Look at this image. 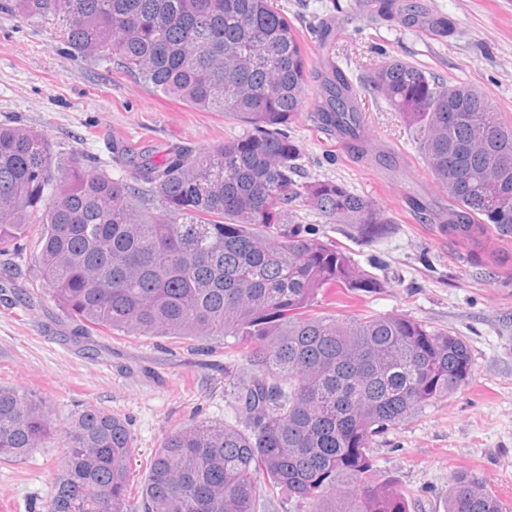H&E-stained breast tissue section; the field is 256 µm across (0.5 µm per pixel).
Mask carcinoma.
Listing matches in <instances>:
<instances>
[{"mask_svg": "<svg viewBox=\"0 0 512 512\" xmlns=\"http://www.w3.org/2000/svg\"><path fill=\"white\" fill-rule=\"evenodd\" d=\"M375 16L436 39L456 23L416 0H372ZM53 21L80 58L114 64L149 89L222 112L247 129L205 150H153L112 139L122 174L74 152L57 160L48 135L0 125V254L40 226L42 291L86 335L198 341L232 336L251 374L229 382L233 424L192 422L168 433L139 495L127 423L86 405L60 422L47 403L0 387V462L58 451L46 512H256L263 480L311 512H409L388 480L369 478L375 438L468 381L466 341L406 315L311 316L325 288L381 283L312 233L302 211L361 240L392 224L372 200L333 179H294L299 149L285 132L310 81L316 120L369 156L359 91L384 101L415 132L448 211L438 232L479 262L512 244V126L488 93L447 83L399 58L352 79L331 56L311 63L274 0H0V11ZM446 512H501L468 471Z\"/></svg>", "mask_w": 512, "mask_h": 512, "instance_id": "cac0c4a2", "label": "carcinoma"}]
</instances>
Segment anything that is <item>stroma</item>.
Masks as SVG:
<instances>
[{
	"label": "stroma",
	"mask_w": 512,
	"mask_h": 512,
	"mask_svg": "<svg viewBox=\"0 0 512 512\" xmlns=\"http://www.w3.org/2000/svg\"><path fill=\"white\" fill-rule=\"evenodd\" d=\"M428 12L457 22L448 41L421 30L359 16L353 0H275L284 9L314 65L328 56L366 74L389 58L417 64L447 82L483 88L499 117L512 124V0H420ZM340 23L335 49L323 47L317 22ZM316 84L303 92L299 118L287 133L300 150L297 181L345 183L393 219L388 235L366 243L316 212L304 221L348 251L380 282L368 292L324 289L311 312L336 318L402 314L462 336L472 375L447 398L390 427L371 450L373 475L401 489L409 512H444L452 475L473 473L512 512V280L493 264L473 263L460 242L437 226L448 206L430 178L415 134L383 101L362 95V127L395 170L348 152L313 119ZM0 124L45 131L58 156L82 152L111 167L112 138L155 146L205 149L243 132L221 112L194 108L153 92L133 76L72 57L57 28L0 12ZM419 196L423 211L410 209ZM34 236L20 258L0 256V273L14 265L15 288L30 307L0 302V385L42 397L66 419L94 404L124 418L133 439L131 493L148 472L162 439L190 419L231 422L236 406L228 376L252 370L245 344L163 336H124L107 330L74 340L72 323L40 290ZM57 454L38 450L21 465L0 464V512H45Z\"/></svg>",
	"instance_id": "obj_1"
}]
</instances>
